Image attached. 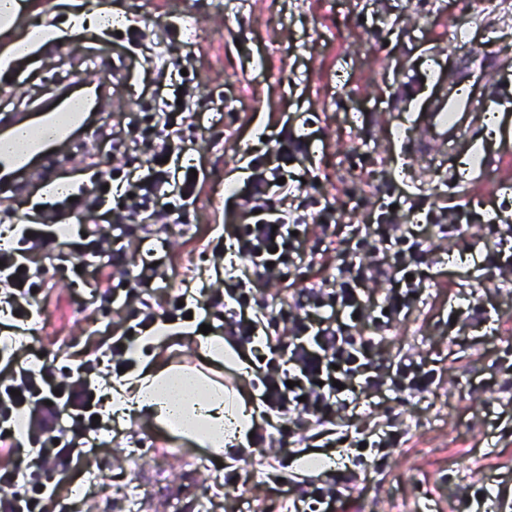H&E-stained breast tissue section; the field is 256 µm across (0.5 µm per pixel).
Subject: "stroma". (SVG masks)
<instances>
[{"label": "stroma", "mask_w": 512, "mask_h": 512, "mask_svg": "<svg viewBox=\"0 0 512 512\" xmlns=\"http://www.w3.org/2000/svg\"><path fill=\"white\" fill-rule=\"evenodd\" d=\"M85 13L113 14L120 28L95 26L74 35ZM33 32L28 51L0 60V127L22 112L39 111L73 73L106 83L98 121L68 151L52 156L15 185L0 184V231L16 245L18 216L33 214L39 200L54 202L43 178L54 173L77 193L83 169L146 165L141 144L126 140L109 151L105 134L127 132L136 114L153 111V89L172 98L171 75L186 70L203 122L155 141L188 145L183 164L199 167L202 185L184 206L179 224L129 227L131 240L148 236L145 251H130L129 285L139 299L117 311L108 290L111 265L77 270L75 230L66 214H45L60 227L49 247L59 259L43 277L49 294L26 341L48 362L69 365L95 359L121 333L122 321L171 309L184 288L214 279L211 248L219 236L245 223L240 206L249 191L247 163L274 159L276 140L288 132L308 135V155L287 166L300 184L290 200L307 223L324 208L343 223L364 224L383 199L407 192L410 224L426 225L435 204L470 215L460 231H428V248L440 249L427 268L423 301L389 333L379 361L408 353L436 369L427 392L360 397L346 424L360 432L390 424L399 432L390 448L360 450L344 443L317 448L308 422L267 415L278 435L261 455L240 453L215 461L208 449L130 415L102 432L99 495L82 512H126L131 498L141 512H193L192 502H212L213 512H286L284 490L302 495L303 457L327 458L355 472L358 485L348 512H512V283L478 269L477 259L498 219L512 220V0H41L19 16ZM461 33L462 43L450 41ZM486 54L477 74L500 104L493 129L474 111L464 138L448 146V162L414 153L417 114L429 105L436 79L451 80L465 57ZM486 151L483 168L459 174L468 137ZM482 305L485 322L471 324L459 309ZM486 486L483 503H466L464 489Z\"/></svg>", "instance_id": "obj_1"}]
</instances>
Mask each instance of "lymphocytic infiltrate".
Segmentation results:
<instances>
[{"label":"lymphocytic infiltrate","mask_w":512,"mask_h":512,"mask_svg":"<svg viewBox=\"0 0 512 512\" xmlns=\"http://www.w3.org/2000/svg\"><path fill=\"white\" fill-rule=\"evenodd\" d=\"M184 118L164 105L143 115L139 135L149 150L147 166L139 173L113 169L124 187L115 223L130 216L140 224L174 219L178 211L170 206L173 194L195 196L197 181L176 179L164 161L172 153L171 144L152 142L150 136L153 128L172 130ZM305 148L302 139L290 136L277 143L278 164L257 157L249 161L252 185L244 207L252 217L232 231L233 247L254 277L278 282L302 262L303 243L316 235L324 254L338 261L335 283L300 289L294 296L299 312L289 316L278 337L263 336L265 307L240 277H229L220 288L198 289L197 295L203 324L220 322L226 335L242 345L261 343L265 359L257 366V380L264 410L325 427L335 425L351 399L364 391L420 393L434 383V370L410 356L384 367L371 360L386 331L421 301L427 250L421 230L403 223L395 210L381 211L374 222L354 225L344 234L333 229V215L311 225L291 210L272 207V198L283 200L293 191L282 180L281 160ZM78 232L87 238L82 260L124 263L129 247L125 233L114 234L104 245L98 227L82 224ZM30 263L28 247H0V286L5 289L0 301L22 324L32 319L35 292L42 287ZM371 279L387 283L383 298L366 295L364 285ZM367 325L371 335H360ZM94 390L86 365H78L72 374L59 372L51 364L35 363L31 345L0 346V512H48L52 507L71 512V504L60 495L61 479L92 468L87 448L96 444L99 432L93 424L98 405ZM21 452L32 466H51L56 480L27 481L14 460ZM356 481L355 473L339 472L325 484L308 482L306 495L318 512H337ZM21 482L24 492H15Z\"/></svg>","instance_id":"1"}]
</instances>
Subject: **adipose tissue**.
Listing matches in <instances>:
<instances>
[{"instance_id":"1","label":"adipose tissue","mask_w":512,"mask_h":512,"mask_svg":"<svg viewBox=\"0 0 512 512\" xmlns=\"http://www.w3.org/2000/svg\"><path fill=\"white\" fill-rule=\"evenodd\" d=\"M168 335L163 328L141 338L131 352L134 370L106 391L105 416H143L161 430L210 448L219 458L253 447L250 433L259 417L246 383L227 388L203 373L167 363L158 345Z\"/></svg>"}]
</instances>
